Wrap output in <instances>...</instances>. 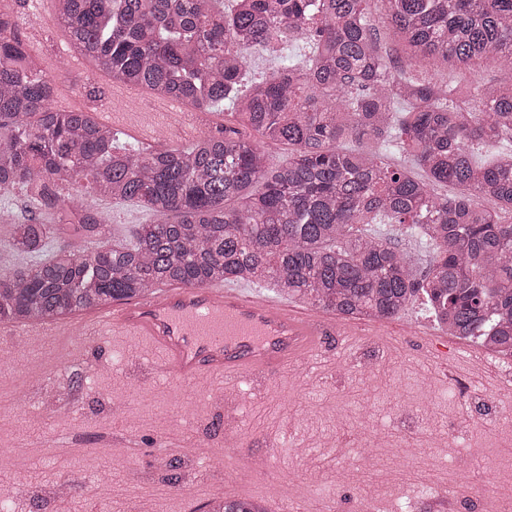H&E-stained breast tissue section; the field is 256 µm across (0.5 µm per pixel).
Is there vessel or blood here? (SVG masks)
<instances>
[{"label":"vessel or blood","instance_id":"obj_1","mask_svg":"<svg viewBox=\"0 0 512 512\" xmlns=\"http://www.w3.org/2000/svg\"><path fill=\"white\" fill-rule=\"evenodd\" d=\"M89 336H133L156 355V369L184 384L219 382L236 391L244 382L299 370L314 358L334 324L280 299L212 285L155 287L143 298L116 301L78 322L34 321L27 336L65 338L73 328Z\"/></svg>","mask_w":512,"mask_h":512}]
</instances>
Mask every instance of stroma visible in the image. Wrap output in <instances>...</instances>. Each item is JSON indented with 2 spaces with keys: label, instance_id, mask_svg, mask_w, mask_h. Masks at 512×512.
Here are the masks:
<instances>
[{
  "label": "stroma",
  "instance_id": "35a3bbf8",
  "mask_svg": "<svg viewBox=\"0 0 512 512\" xmlns=\"http://www.w3.org/2000/svg\"><path fill=\"white\" fill-rule=\"evenodd\" d=\"M0 11L18 16L21 34L56 89L60 109L123 112L140 106L135 126L115 122L118 144L129 148L152 141L190 145L202 131L224 127V108L209 112L204 127L165 133V99L141 88L90 73L72 55L66 33L55 21L53 0H0ZM418 75L479 86L512 81V70L481 60L463 72L430 60L417 62ZM106 222L96 242L130 241L136 225L149 223L142 207L82 191ZM411 253L417 272L432 251L408 225L367 224ZM360 334L348 342L326 336L301 374L267 377L243 387L239 398L220 405L202 387L158 375L150 353L119 336L72 335L63 339L0 335V403L25 396L28 409L0 424V445L11 457L0 468L4 512H206L216 492L250 497L268 512H512V444L498 436L512 421V393L466 382L458 395L446 369L469 347L434 322L423 296L387 321L355 320ZM45 366L47 381L67 383L75 395L61 419L50 416L58 402L24 393V372L33 360ZM344 372L332 373L333 364ZM189 405L191 421L180 417ZM237 416L235 447L224 462L212 461L225 445V416ZM288 436L275 452L264 439L275 428ZM370 452L373 470L349 467L348 458ZM271 454L267 468L253 457ZM495 474L500 490L483 487ZM112 484L108 500L92 492L98 478Z\"/></svg>",
  "mask_w": 512,
  "mask_h": 512
}]
</instances>
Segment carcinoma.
Returning <instances> with one entry per match:
<instances>
[{
	"label": "carcinoma",
	"mask_w": 512,
	"mask_h": 512,
	"mask_svg": "<svg viewBox=\"0 0 512 512\" xmlns=\"http://www.w3.org/2000/svg\"><path fill=\"white\" fill-rule=\"evenodd\" d=\"M58 22L91 70L234 123L188 148L120 147L83 111L51 106L14 18L0 13V191L26 188L39 216L9 225L21 255L46 225L97 237L99 214L59 188L93 187L161 217L132 241L68 245L0 273V324L81 315L154 285L273 282L282 295L343 318L384 320L420 293L441 328L512 351V83L471 88L421 78L379 51L365 0H55ZM382 23L410 61L450 70L492 58L512 69V0H384ZM288 37L312 57L241 91L250 51ZM249 129L259 141L244 138ZM350 137L358 143L341 149ZM420 167L417 179L359 147L371 138ZM265 143L292 147L267 164ZM433 184L464 189L439 198ZM490 199L498 210L481 207ZM408 224L434 256L411 258L359 224ZM208 512H267L214 497Z\"/></svg>",
	"instance_id": "obj_1"
}]
</instances>
